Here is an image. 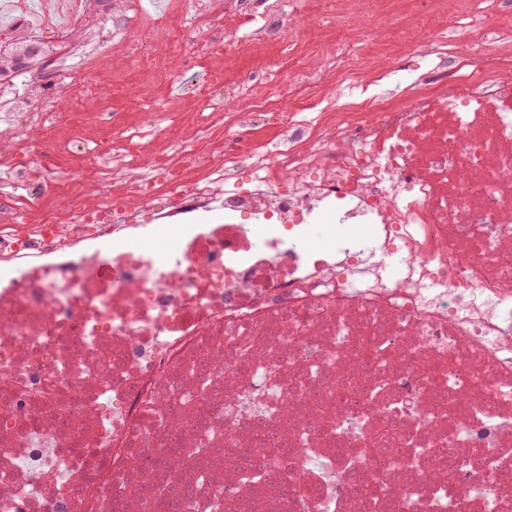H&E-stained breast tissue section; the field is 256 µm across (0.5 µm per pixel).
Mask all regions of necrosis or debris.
I'll list each match as a JSON object with an SVG mask.
<instances>
[{
  "label": "necrosis or debris",
  "mask_w": 512,
  "mask_h": 512,
  "mask_svg": "<svg viewBox=\"0 0 512 512\" xmlns=\"http://www.w3.org/2000/svg\"><path fill=\"white\" fill-rule=\"evenodd\" d=\"M99 3L0 0V44L90 91ZM109 11L131 58L251 20L199 0L197 26L130 41L140 0ZM228 90L162 150L105 121L90 152L81 112L56 139L37 72L0 84V512H512V60L404 101L355 80L343 112L304 81ZM261 113L276 146L248 136ZM321 224L343 233L315 249ZM170 447L208 454L149 472Z\"/></svg>",
  "instance_id": "necrosis-or-debris-1"
}]
</instances>
